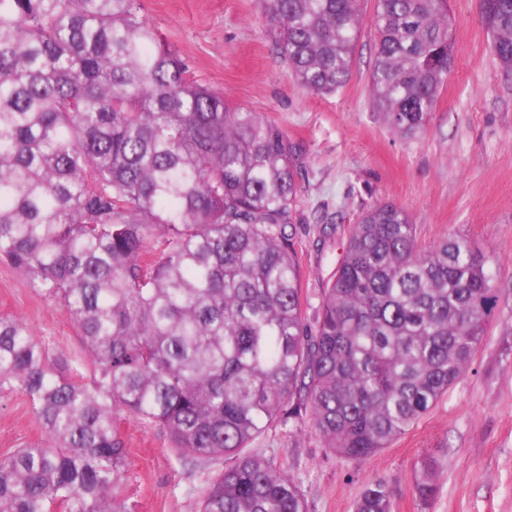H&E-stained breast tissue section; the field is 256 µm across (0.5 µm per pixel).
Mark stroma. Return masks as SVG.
<instances>
[{"instance_id":"stroma-1","label":"stroma","mask_w":512,"mask_h":512,"mask_svg":"<svg viewBox=\"0 0 512 512\" xmlns=\"http://www.w3.org/2000/svg\"><path fill=\"white\" fill-rule=\"evenodd\" d=\"M448 7L452 70L425 128L403 137L370 102L375 0L362 2L349 81L323 95L300 88L273 51L257 0H142L143 17L195 79L303 142L293 237L307 323L315 321L353 224L377 203L402 207L421 247L462 234L488 259L497 302L468 373L390 447L347 460L309 427L290 424L253 443L299 480L308 512H353L373 482L389 488L392 512H512V78L492 53L479 0H449ZM321 212L336 216V224H315ZM0 317L26 323L52 359L91 381L67 309L1 262ZM118 422L128 450L125 493L136 512H195L208 479L229 465L223 459L189 466L164 430L124 413ZM49 442L30 399L0 392V457ZM427 457L435 460L438 479L425 504L413 473Z\"/></svg>"}]
</instances>
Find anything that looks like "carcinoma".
I'll return each mask as SVG.
<instances>
[{
    "label": "carcinoma",
    "instance_id": "1",
    "mask_svg": "<svg viewBox=\"0 0 512 512\" xmlns=\"http://www.w3.org/2000/svg\"><path fill=\"white\" fill-rule=\"evenodd\" d=\"M362 0H259L272 48L315 94L346 85ZM512 77V0H485ZM141 0H0V260L63 305L93 381L0 318V388L31 400L50 446L0 458V512H134L126 412L184 459L228 457L197 512H307L274 459L246 451L305 422L338 456L387 448L468 371L495 288L468 238L418 245L378 203L303 312L292 234L305 147L189 74ZM448 0H377L369 93L395 131L427 122L453 60ZM436 466L415 473L420 498ZM354 512H391L370 483Z\"/></svg>",
    "mask_w": 512,
    "mask_h": 512
}]
</instances>
